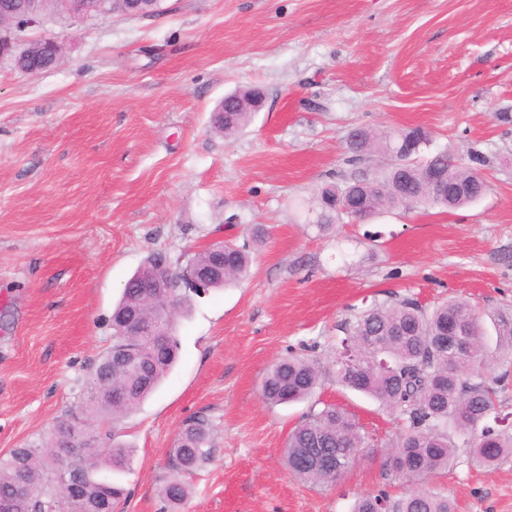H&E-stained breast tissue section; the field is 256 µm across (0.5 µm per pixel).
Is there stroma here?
<instances>
[{"instance_id": "35a3bbf8", "label": "stroma", "mask_w": 512, "mask_h": 512, "mask_svg": "<svg viewBox=\"0 0 512 512\" xmlns=\"http://www.w3.org/2000/svg\"><path fill=\"white\" fill-rule=\"evenodd\" d=\"M28 36L63 54L37 76L0 63V455L80 405L150 253L175 261L230 239L248 244L250 274L180 317L174 368L119 426L132 453L111 475L126 493L115 512H162L171 450L196 416L214 448L185 473L179 512H351L369 492L411 493L379 453L396 414L336 385V339L354 313L410 296L470 303L495 341L512 306V0H163L151 17L51 18ZM240 88L262 90L263 108L215 133L213 109ZM360 127L422 128L463 164L481 151L485 195L319 231L317 191L348 172ZM304 346L324 376L317 398L379 446L322 487L283 464L309 402L261 397L267 368ZM424 486L456 512H512V457Z\"/></svg>"}]
</instances>
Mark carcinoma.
Segmentation results:
<instances>
[{"label": "carcinoma", "instance_id": "cac0c4a2", "mask_svg": "<svg viewBox=\"0 0 512 512\" xmlns=\"http://www.w3.org/2000/svg\"><path fill=\"white\" fill-rule=\"evenodd\" d=\"M50 48L34 47L25 64L36 72L54 68ZM253 89L225 97L224 107L211 115L212 128L229 137L251 120L238 111L235 98L246 99ZM430 138L420 128L377 135L356 128L349 133L350 162L368 153L383 152L390 163L377 170L353 171L341 182L319 191L316 224L326 227L343 218L366 219L397 206L459 208L483 197L480 178L486 157L476 151L463 166L441 150L420 159ZM442 175L436 192L424 193L428 170ZM250 256L245 248L224 242V281L218 288L247 276ZM167 300L172 318L164 336H124L118 320L133 314L152 319ZM189 306L187 291L160 295L149 288L124 287L112 313V345L92 366L83 401L39 445L13 448L0 457V503L9 512H113L123 489L97 473L122 469L130 451L115 441V425L135 411L158 387L176 359V319ZM496 344L490 349L479 328V317L468 303L451 300L432 308L411 298L373 303L348 321L336 348V383L364 393L397 413L402 431L382 453V466L396 479L423 481L461 463L489 468L512 456L508 415L497 407L512 370L502 362L512 358V312L495 320ZM321 384L314 361L296 354L275 362L262 379V399L269 406L305 400ZM88 428L101 436V448H72L56 463L71 430ZM214 432L208 420L193 417L172 451L174 475L161 487L166 506L178 508L189 498L180 473L208 460ZM370 447L359 423L343 408L325 404L289 433L284 452L288 474L310 484L336 481ZM78 485L76 496L66 484ZM352 512H455L446 494L416 490L391 500L380 492L358 497Z\"/></svg>", "mask_w": 512, "mask_h": 512}]
</instances>
